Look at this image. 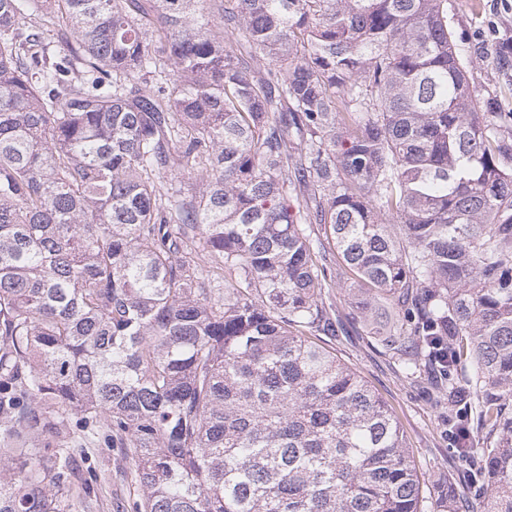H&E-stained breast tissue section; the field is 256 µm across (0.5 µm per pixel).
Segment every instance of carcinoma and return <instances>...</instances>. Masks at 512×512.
Listing matches in <instances>:
<instances>
[{
    "instance_id": "carcinoma-1",
    "label": "carcinoma",
    "mask_w": 512,
    "mask_h": 512,
    "mask_svg": "<svg viewBox=\"0 0 512 512\" xmlns=\"http://www.w3.org/2000/svg\"><path fill=\"white\" fill-rule=\"evenodd\" d=\"M468 64L448 0H0L3 451L73 414L134 512H419L388 408L305 335L317 224L406 377L448 349L489 488L448 512H512V112ZM76 454L0 458V512H65Z\"/></svg>"
}]
</instances>
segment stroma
Masks as SVG:
<instances>
[{"instance_id":"35a3bbf8","label":"stroma","mask_w":512,"mask_h":512,"mask_svg":"<svg viewBox=\"0 0 512 512\" xmlns=\"http://www.w3.org/2000/svg\"><path fill=\"white\" fill-rule=\"evenodd\" d=\"M455 7L458 41L470 54L469 79L482 95L512 109V0H451ZM330 301L342 323L335 335L321 343L337 360L355 371L387 405L404 433L420 476V512H445L448 483L464 487L473 497L487 494L476 463L460 459L448 439V402L435 394V382L425 377H404L398 362L384 353L376 340L381 323L363 320L350 312L360 292L347 281H333ZM105 429L77 457L79 477L98 474L97 482L77 490L67 512H132L138 497L130 464L121 449L104 444Z\"/></svg>"}]
</instances>
